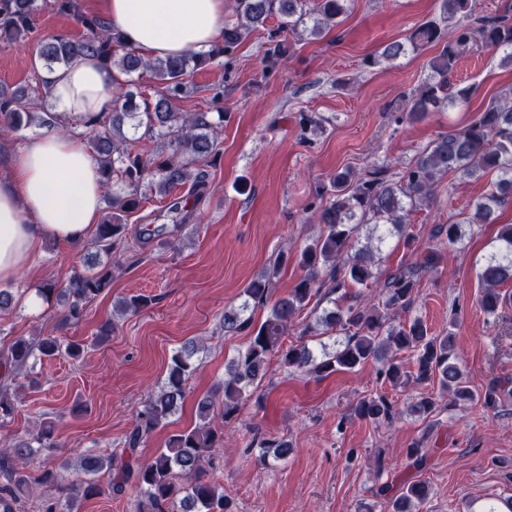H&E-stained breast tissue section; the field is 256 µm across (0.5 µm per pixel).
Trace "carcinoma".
Returning <instances> with one entry per match:
<instances>
[{
	"label": "carcinoma",
	"mask_w": 512,
	"mask_h": 512,
	"mask_svg": "<svg viewBox=\"0 0 512 512\" xmlns=\"http://www.w3.org/2000/svg\"><path fill=\"white\" fill-rule=\"evenodd\" d=\"M352 0H235V19L224 24L221 42L205 53H189L178 57L145 58L137 50L122 44L121 34L105 20L76 13L75 0H55L58 9L73 12L83 27L77 39L55 35L39 42L37 54L49 70L68 64L77 56H97L130 76L144 71L157 80L155 88L146 92L128 80L119 84L112 112L84 122L83 134L99 165L102 182L116 189L108 197L111 213L97 225L93 245L110 255L126 241L124 218L140 210L147 193L155 191L167 198V212L176 224L188 220V202L196 201L207 191V173L203 167L215 154L216 132L224 123V113L212 117L207 112H178L176 104L187 93V76L221 57H232L252 32L265 28V62L273 66L284 55L281 34L309 35L315 39L341 23ZM476 0H439V17L418 27L406 40L392 41L380 52L365 59L369 67L391 66L407 55L408 50L439 47L429 61L430 74L408 97L403 113L395 121L414 122L432 112H445L448 107L468 101L474 87H460L454 75L460 59L481 41L507 51L505 59L512 63V17L500 15L479 18V26H471ZM34 0H0V42L15 44L33 32ZM280 18L276 28L267 22ZM0 114L6 119L4 128L18 129L34 118L25 91L0 97ZM142 129L156 139L169 140L170 152L134 153L129 147L127 130ZM494 174L496 179L487 195L473 207L469 224L498 223V209L512 199V98L493 99L466 127L441 133L411 162L403 176L395 180L385 167L365 173L344 168L334 174L324 187L325 205L318 210L321 233L311 239L299 253V264L306 270L303 278L288 295L271 301L272 280L284 256L272 268L248 284L245 300L237 307L224 310V333H246L245 347L225 366L224 381L214 392L197 402L201 423L175 433L165 447L149 459L141 461L134 453L159 429L169 423L182 403L187 382L198 369L193 357L205 346L198 341L184 343L170 357L167 375L159 390L142 405L133 426L127 431L121 452L107 456H85L76 465L81 479L59 481V475L45 471L32 475L27 458L34 448L58 447L54 431L42 426L35 432L4 440L0 446V512H27L28 501L36 486L59 484V494L44 496L35 502L34 512H74L80 497L94 495L100 479L108 478V489L122 495L133 488L138 492L136 512H231L224 487L212 477L217 469L214 449L224 447V426L239 416L246 401L265 379L272 357H278L287 368L316 378L340 371H352L369 362L379 364L378 375L393 387H402L410 379L438 380L440 389L448 393L450 402H470L484 408L498 407L501 393L491 387L483 393L474 391L459 365L454 352L451 331L435 334L421 318L400 320L417 301L421 279L436 269L441 254L432 248L423 250L416 261L400 266L381 282L373 271L368 247L355 248L363 227L372 225L381 231L383 241L390 229L404 237L411 247L416 238L407 233L412 213L437 198V189L447 176L479 180ZM187 187L178 196L176 189ZM500 249L485 260L481 280L483 294L479 300L488 315L497 313L504 303L499 287L512 281V224L500 226ZM112 283V265L106 263L93 273L76 271L62 284L45 285L46 300L56 299L64 307L61 322L78 323L89 302L100 296ZM377 296L366 298L358 287ZM340 294L338 304L332 295ZM333 304L317 313L323 301ZM151 303V298L136 295L119 303L120 314L136 313ZM268 307L265 319L254 322L253 312ZM315 315L305 323L302 334L322 326L343 335L339 347L321 346L317 352L307 344H286L291 327L302 319L305 310ZM85 345L65 343L54 336L13 337L7 354L0 359V424L17 411L19 379L27 372L30 360L65 354L80 358ZM413 353L416 372L404 369L397 354ZM439 409L432 396L422 397L411 406V412L429 417ZM351 414L372 423L390 424L397 411L393 402L382 394L366 395L357 400ZM261 460L284 461L292 448L288 439L262 441ZM377 494L386 498L388 512H418L430 495L426 481L415 480L391 494L388 485Z\"/></svg>",
	"instance_id": "obj_1"
}]
</instances>
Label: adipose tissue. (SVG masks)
<instances>
[{"mask_svg":"<svg viewBox=\"0 0 512 512\" xmlns=\"http://www.w3.org/2000/svg\"><path fill=\"white\" fill-rule=\"evenodd\" d=\"M102 17L126 45L147 58L211 48L224 31V0H98ZM47 97L63 120L111 112L119 74L94 57H77L47 73ZM0 284L29 275L19 300L30 313L45 305L33 282L45 243L81 245L93 234L103 184L85 138L56 129L0 158Z\"/></svg>","mask_w":512,"mask_h":512,"instance_id":"obj_1","label":"adipose tissue"}]
</instances>
